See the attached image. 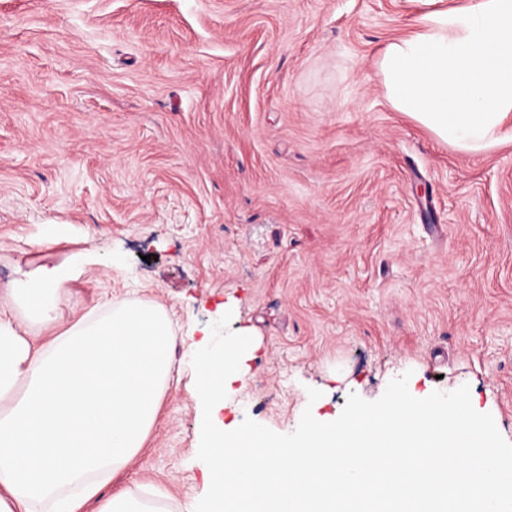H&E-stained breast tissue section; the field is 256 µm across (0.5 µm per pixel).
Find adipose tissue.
Returning a JSON list of instances; mask_svg holds the SVG:
<instances>
[{"instance_id": "obj_1", "label": "adipose tissue", "mask_w": 512, "mask_h": 512, "mask_svg": "<svg viewBox=\"0 0 512 512\" xmlns=\"http://www.w3.org/2000/svg\"><path fill=\"white\" fill-rule=\"evenodd\" d=\"M376 67L392 107L467 154L512 141V0L422 14ZM80 261L0 287V512H170L102 490L144 448L174 372L164 306L124 301L57 323ZM39 327L41 336L30 335Z\"/></svg>"}]
</instances>
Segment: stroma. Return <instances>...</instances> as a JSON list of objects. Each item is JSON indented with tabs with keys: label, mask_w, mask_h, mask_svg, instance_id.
<instances>
[{
	"label": "stroma",
	"mask_w": 512,
	"mask_h": 512,
	"mask_svg": "<svg viewBox=\"0 0 512 512\" xmlns=\"http://www.w3.org/2000/svg\"><path fill=\"white\" fill-rule=\"evenodd\" d=\"M420 0H0V285L89 252L63 318L163 305L178 381L108 492L206 493L192 349L258 347L224 400L292 433L409 374L512 443V142L465 154L375 60ZM322 396L309 402V389Z\"/></svg>",
	"instance_id": "1"
}]
</instances>
